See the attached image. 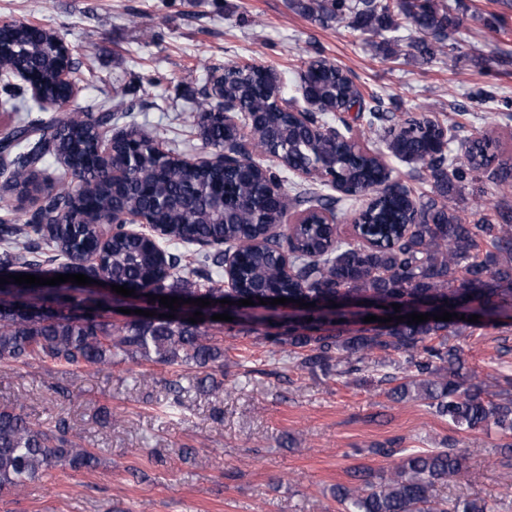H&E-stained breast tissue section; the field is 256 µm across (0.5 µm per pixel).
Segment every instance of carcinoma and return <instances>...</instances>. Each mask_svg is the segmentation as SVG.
Here are the masks:
<instances>
[{
	"label": "carcinoma",
	"mask_w": 512,
	"mask_h": 512,
	"mask_svg": "<svg viewBox=\"0 0 512 512\" xmlns=\"http://www.w3.org/2000/svg\"><path fill=\"white\" fill-rule=\"evenodd\" d=\"M294 8L320 23H347L362 36L399 29V18L414 27L413 47L428 62L457 49L458 23L440 0H293ZM0 55L16 67L37 75L43 94L59 97L63 88L57 71L65 63L62 47L49 34L20 20L0 21ZM301 82L309 85L322 112H344L358 105L366 113L357 128L343 117L344 140L315 135L305 125L271 104L280 91L281 77L272 68L263 72L230 69L224 73V97L238 106L248 131L240 136L211 115L212 104L200 103L196 123L204 144L218 154L229 150L235 166L200 168L195 176L177 163L162 164L156 139L138 128L127 130V141L110 153H99L100 143L112 135V110L57 112L47 119L25 121L10 128L3 149H11L12 182L7 192L25 196L38 190L37 169L50 157L71 160L69 181H56L44 190L40 212L20 214L11 209L0 217V272L53 277L84 274L110 280L148 294L178 298H224L208 261L220 263L225 251L241 254L236 268L237 291L315 303L309 317L283 333L270 335L273 325L264 317L246 318L236 326L210 319L188 318L194 310L177 308L173 319H124L112 323V296L83 286H29L11 282L0 290V362L25 365L49 361L63 369L110 368L126 361L190 364L209 369L200 386L221 387L213 373H224V330L271 336L288 347L298 367L324 375H351L368 356L382 352L404 357L406 374L390 376L394 401H429L436 413L459 430L493 425L512 435V378L490 394L464 372L459 347L450 343L468 329L512 326V161L496 160L497 143L487 133L468 141L467 159L456 163L445 153L433 152L431 142L444 129L426 114L407 113L396 119L369 106L353 82L326 59L308 62ZM371 133L397 157L420 163L432 180L431 194L411 196L410 190L382 170L361 138ZM322 155L336 159L343 180L354 189L382 181L381 205L372 218L382 242L366 247L359 242L334 241L323 224H300L292 241L267 239L259 213L270 215L289 205H309L334 212L340 198L308 188L294 198L275 193L277 178L262 157L272 158L282 170H302ZM125 180L112 182V170ZM224 185L222 211L214 208L208 190ZM488 202L486 213L472 221L462 216L453 198L467 186ZM143 212L151 215L166 240L207 246L213 252L192 254L185 263L179 254L161 261L146 239L121 231L112 217ZM69 224H58L59 218ZM295 253L294 277L282 272V250ZM190 272L188 281L182 273ZM342 295L384 299L401 305L400 312L418 296L450 299L469 307L479 322L455 319L409 325L393 321L349 328L339 317L320 323L318 306ZM385 458H398L387 471L357 466L348 472L350 484H339L332 494L342 512H488L477 499L452 503L433 495L436 483L455 480L466 468L458 442L429 452L404 453L389 444L376 449ZM98 463L96 453L82 446L60 416L44 426L14 407H0V491L24 489L57 466L72 469Z\"/></svg>",
	"instance_id": "1"
}]
</instances>
